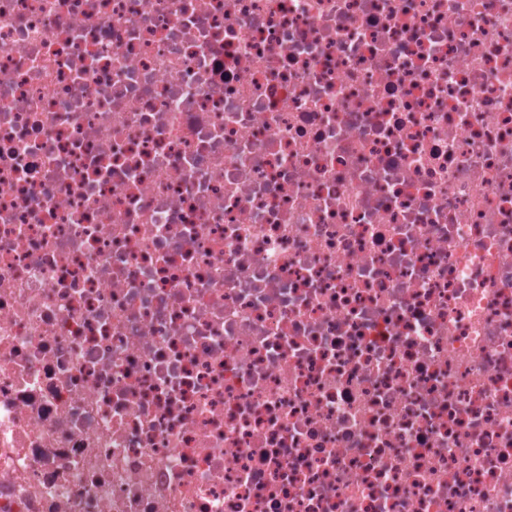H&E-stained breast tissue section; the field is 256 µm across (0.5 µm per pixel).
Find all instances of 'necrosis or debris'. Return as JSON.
<instances>
[{"mask_svg": "<svg viewBox=\"0 0 512 512\" xmlns=\"http://www.w3.org/2000/svg\"><path fill=\"white\" fill-rule=\"evenodd\" d=\"M0 512H512V0H0Z\"/></svg>", "mask_w": 512, "mask_h": 512, "instance_id": "obj_1", "label": "necrosis or debris"}]
</instances>
